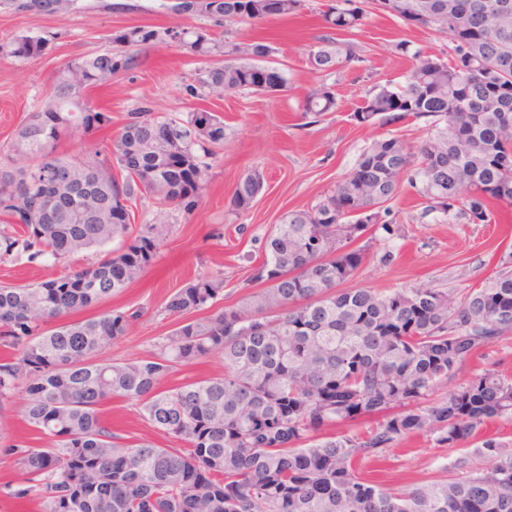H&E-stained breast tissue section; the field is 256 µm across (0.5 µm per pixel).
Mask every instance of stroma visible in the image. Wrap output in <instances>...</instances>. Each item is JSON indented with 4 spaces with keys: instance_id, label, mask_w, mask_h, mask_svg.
<instances>
[{
    "instance_id": "35a3bbf8",
    "label": "stroma",
    "mask_w": 512,
    "mask_h": 512,
    "mask_svg": "<svg viewBox=\"0 0 512 512\" xmlns=\"http://www.w3.org/2000/svg\"><path fill=\"white\" fill-rule=\"evenodd\" d=\"M163 2L78 0L76 9L65 15L0 10V42L19 33L48 42L45 55L26 61L0 54V144L8 143L27 113L39 106L60 66L72 57L102 51L112 32L129 26L166 27L177 22L188 28H209L216 37H229L235 44L231 58L237 63L246 61L249 44L264 40L271 48L266 65L282 69L288 80L286 88L275 94L242 91L219 99L198 87L200 61L177 47L158 44L139 50L136 67L117 75L111 87L88 93L92 107L111 112L112 125L62 141L61 152L76 155L105 146L130 112L145 105L159 115L180 118L206 109L220 115L225 127L224 144L215 148L209 160L202 201L193 213L161 207L145 198L131 203L135 224L162 221L172 233L141 277L109 302L113 308L142 311L126 336L106 351V358L115 361L150 354L157 338L172 328L173 320L164 310L168 297L189 281L223 272L228 306L240 305L261 290V283L251 276L264 259L266 237L273 226L288 211L310 208L330 193L374 141L396 136L415 148L427 139L432 131L428 117L410 115L396 124L364 127L351 115L374 86L388 81L404 85L412 60L398 51V43H408L411 52L448 53L445 35L374 13L353 36L357 60L331 73H317L311 70L307 54L327 33L320 15L330 0H306V10L299 17L242 22L229 30L204 16L176 17ZM320 83L333 87L338 109L313 123L304 117L301 101L307 89ZM253 169L263 173L264 187L248 210L234 212L230 207L234 186ZM423 207L416 190L402 183L391 214L370 225L358 239L365 258L345 281V288L459 292L481 285L504 269L512 252V210H497L488 222L469 224L421 218ZM63 270V265L50 259L31 263L26 256H10L0 259V282L30 284ZM486 369L512 381V338L483 350L437 392H452ZM105 418L124 442L144 440L162 448L174 444L125 398L109 400ZM475 448L472 442L451 448L432 436L412 434L379 459L362 463L360 472L383 487L409 490L446 477L461 457L487 466V459L477 456Z\"/></svg>"
}]
</instances>
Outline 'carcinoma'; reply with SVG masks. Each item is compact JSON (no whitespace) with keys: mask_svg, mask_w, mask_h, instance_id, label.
<instances>
[{"mask_svg":"<svg viewBox=\"0 0 512 512\" xmlns=\"http://www.w3.org/2000/svg\"><path fill=\"white\" fill-rule=\"evenodd\" d=\"M334 0L324 12L334 32L310 47L309 63L329 72L356 58L344 35L374 12L448 36L450 66L417 50L404 86L373 87L351 119L393 124L412 114L434 118L433 134L411 151L397 136L376 140L336 188L315 206L291 210L265 243L253 279L267 288L241 306L225 307L224 273L176 290L164 306L173 329L145 358L112 362L105 349L126 335L140 310L78 314L122 293L139 278L171 234L168 224L133 231L128 202L153 198L187 214L200 204L210 148L224 143V120L197 110L184 118L143 107L112 145L92 154L59 152L68 138L112 125L87 93L112 85L133 68L136 47L172 41L208 64L200 87L221 97L252 89L253 65L222 60L224 42L202 30L148 25L108 37L109 47L70 59L56 72L39 107L13 141L0 147V256L17 251L36 262H65L95 248L96 261L26 285L0 284V407L25 381L28 436L8 443L18 479L4 494L36 498L44 512H512V448L482 438L489 420L512 419V382L486 369L438 399L435 388L473 356L512 336V273L465 292L433 288L336 290L364 258L351 245L390 213L400 178L415 169L423 215L434 212L471 224L491 207L512 209V0ZM198 0L196 14L228 22L267 19L264 0ZM15 12L63 15L76 0H0ZM47 41L17 35L0 53L43 55ZM338 107L320 84L304 99L317 117ZM26 164L15 165V157ZM61 180L53 196L32 192L29 177ZM79 182L94 202L81 209L65 180ZM262 173L236 183L231 207L245 211L262 191ZM120 240L110 249L108 244ZM224 357V376L163 382L180 367ZM121 396L139 406L155 428L184 444L160 448L125 444L112 433L104 405ZM379 416L361 438L329 433ZM414 432L453 448L481 440L456 475L407 491L363 478L358 464L376 458Z\"/></svg>","mask_w":512,"mask_h":512,"instance_id":"1","label":"carcinoma"}]
</instances>
